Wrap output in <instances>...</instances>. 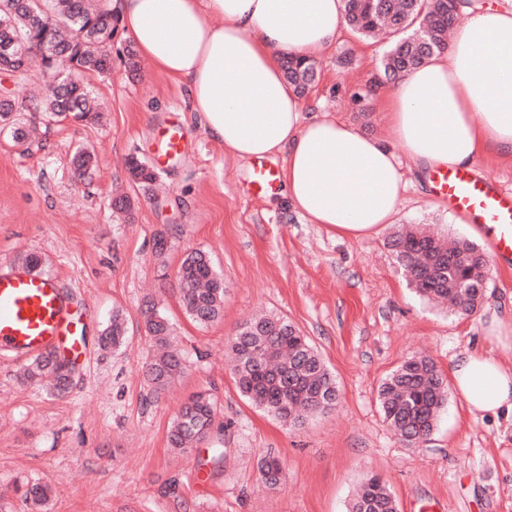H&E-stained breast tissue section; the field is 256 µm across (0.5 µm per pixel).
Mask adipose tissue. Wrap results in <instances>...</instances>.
<instances>
[{
	"label": "adipose tissue",
	"mask_w": 512,
	"mask_h": 512,
	"mask_svg": "<svg viewBox=\"0 0 512 512\" xmlns=\"http://www.w3.org/2000/svg\"><path fill=\"white\" fill-rule=\"evenodd\" d=\"M123 34L185 82L189 112L225 153L282 158L293 208L354 238L391 223L406 187L378 139L303 108L281 57H315L346 26L343 0H109ZM390 137L426 168L512 156V10L475 14L448 51L386 99ZM450 377L472 417L512 413V365L463 349Z\"/></svg>",
	"instance_id": "obj_1"
}]
</instances>
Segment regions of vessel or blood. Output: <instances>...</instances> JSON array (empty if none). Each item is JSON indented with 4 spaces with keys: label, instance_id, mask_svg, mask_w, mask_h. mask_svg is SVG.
I'll return each mask as SVG.
<instances>
[{
    "label": "vessel or blood",
    "instance_id": "vessel-or-blood-1",
    "mask_svg": "<svg viewBox=\"0 0 512 512\" xmlns=\"http://www.w3.org/2000/svg\"><path fill=\"white\" fill-rule=\"evenodd\" d=\"M186 143L180 124L160 128L157 162L181 154ZM432 178L451 211L486 229L494 257L512 260V194L469 169H441ZM276 181L275 169L255 165L251 191L266 192ZM85 335L83 311L55 279L23 265L9 263L0 268L1 356L20 359L55 353L76 360L86 352Z\"/></svg>",
    "mask_w": 512,
    "mask_h": 512
}]
</instances>
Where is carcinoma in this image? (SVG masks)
<instances>
[{
	"instance_id": "carcinoma-1",
	"label": "carcinoma",
	"mask_w": 512,
	"mask_h": 512,
	"mask_svg": "<svg viewBox=\"0 0 512 512\" xmlns=\"http://www.w3.org/2000/svg\"><path fill=\"white\" fill-rule=\"evenodd\" d=\"M472 0H345L344 17L352 30L365 38L383 28L390 42L383 56L385 75L399 80L448 50V27ZM119 31L117 17L101 0H0V43H18L23 54L41 56L43 73L52 79L51 94L43 112L49 118L91 122L99 107L84 72L102 74L112 69L109 44ZM283 71L297 92L314 83L312 60L289 56ZM15 99H0V128L21 143L30 132L17 118ZM131 179L140 186L156 180L143 162L127 160ZM396 263L416 293L435 303L449 300L469 315L482 304L488 284L484 264L487 253L461 238L440 237L421 224L404 227L389 239ZM177 291L186 314L199 326L217 322L224 311V281L210 257L202 251L185 254L177 273ZM145 330L160 352L145 366L154 392L164 391L183 372L179 353L168 346V320L154 309L145 312ZM127 336L115 315L101 343L119 350ZM230 373L240 394L254 407L293 429L303 428L314 416L336 407L339 388L335 376L308 337L278 314H261L242 324L228 341ZM71 366L51 356L35 361L25 371L32 379H52L53 392L68 389L62 371ZM378 399L385 422L409 445L427 439L448 403V384L437 366L423 356L402 361L381 382ZM217 407L208 393H199L183 405L168 432L172 448L194 450L211 432ZM259 472L270 486L280 483L283 465L265 456ZM26 499L35 506L48 501V489L28 485ZM347 512H398L387 482L378 474L362 479Z\"/></svg>"
}]
</instances>
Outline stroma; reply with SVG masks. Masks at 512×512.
<instances>
[{
    "label": "stroma",
    "instance_id": "stroma-1",
    "mask_svg": "<svg viewBox=\"0 0 512 512\" xmlns=\"http://www.w3.org/2000/svg\"><path fill=\"white\" fill-rule=\"evenodd\" d=\"M128 44L116 36L111 71L85 77L105 108L97 123H43L34 111L48 84L39 65L22 80L0 72V91L31 106L27 118L40 125L27 150L0 135V263L40 255L81 304L88 348L61 397L23 379L24 361L0 359V512H346L369 473L387 481L398 512H512V422L472 419L452 391L433 434L410 447L380 410L381 381L407 357L427 355L444 373L463 348L512 364V332L487 337L492 317L512 315V266L491 261L481 309L451 315L415 293L387 245L403 224H431L482 248L488 241L449 210L430 170L389 141L383 97L394 85L379 63L382 45L344 30L317 56V79L303 97L310 112L388 140L399 155L408 187L392 224L353 238L310 223L280 191L251 195L252 165L224 154L191 121L183 84L146 59L130 75ZM171 120L187 132L183 153L152 186L130 182L127 158L151 161L157 130ZM82 148L93 152L95 171L79 182L72 158ZM118 192L137 200L131 220L112 212ZM191 249L208 252L224 278V316L206 328L190 320L176 291ZM151 306L169 319L184 363L158 398L144 374ZM116 310L129 340L112 352L100 338ZM259 311L298 327L336 377L338 405L306 428L253 408L225 367L228 339ZM204 390L217 404L214 427L192 454L175 452L171 422ZM216 448L223 462L212 461ZM269 454L283 463L273 488L258 473ZM29 481L48 485L44 507L25 502Z\"/></svg>",
    "mask_w": 512,
    "mask_h": 512
}]
</instances>
